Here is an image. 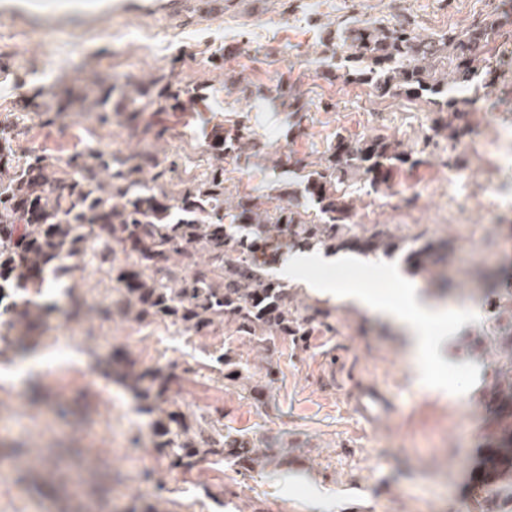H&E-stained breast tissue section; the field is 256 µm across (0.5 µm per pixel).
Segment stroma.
<instances>
[{
	"mask_svg": "<svg viewBox=\"0 0 512 512\" xmlns=\"http://www.w3.org/2000/svg\"><path fill=\"white\" fill-rule=\"evenodd\" d=\"M211 0H186L181 13L162 19L145 13L117 14L93 32H47L0 27V140L24 153L32 148L62 157L108 142L119 156L154 148L178 156L183 169H207L204 141L214 123L248 120L267 152L224 160L229 192L260 189L276 197L293 173L273 168L271 154L292 150L320 154L336 131H377L422 149L426 161L400 171L393 193L410 185L411 204L386 208L383 195L357 181L350 187L366 224H385L407 239L420 236L448 244L440 270L444 291L413 273L400 255H363L348 266L314 268V278L341 279L375 295L399 300L405 284L448 308L470 312L463 324L439 336L428 363L410 350L394 323L346 302L323 300L305 288L297 298L318 309L321 325L303 341L281 339L267 353L248 339L199 337L173 327H143L130 339L133 322L119 314L77 324L69 358H49L30 369L0 343V445L49 455L81 449L55 475H23L10 457L0 459V512H70L93 502L97 512H126L135 499L150 498L165 483L168 498L191 512H470L471 490L497 429L490 423L485 388L500 350L495 337L512 323V202L481 193L494 181L512 193V166L496 156H473L468 178L448 193V142L424 144L431 107L421 100H379L365 85L328 81L320 37L348 16L383 18L427 32L469 24L488 11H512V0H221L220 16L205 18ZM248 43L250 56L231 68L270 88L285 72L302 84L309 106L308 134L288 142L287 114L263 108L251 92L225 87L224 72L207 57ZM492 91L472 112L474 129L493 137L512 127V37L491 63ZM164 78L198 88L191 112H163L157 131L145 133L127 114L98 119L94 82ZM63 115H55V106ZM41 299L78 285L87 296L116 301L115 281L99 266L83 282L51 278ZM232 349L246 370L243 382L220 374L216 358ZM136 368L160 365L180 377L169 397L185 409L244 435L259 448H277L287 465L244 470L231 460H203L191 476L174 480L149 444V419L133 392L114 374L125 360ZM92 367L86 378L83 367ZM379 385L389 399L386 423L368 427L349 398L355 382ZM223 490L222 500L212 491Z\"/></svg>",
	"mask_w": 512,
	"mask_h": 512,
	"instance_id": "35a3bbf8",
	"label": "stroma"
}]
</instances>
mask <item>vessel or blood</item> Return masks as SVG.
<instances>
[{"label": "vessel or blood", "instance_id": "obj_1", "mask_svg": "<svg viewBox=\"0 0 512 512\" xmlns=\"http://www.w3.org/2000/svg\"><path fill=\"white\" fill-rule=\"evenodd\" d=\"M182 0H0V23L53 32H74L99 27L111 12L150 11L168 18ZM389 400L377 386L367 384L355 395L358 415L371 426L388 416Z\"/></svg>", "mask_w": 512, "mask_h": 512}]
</instances>
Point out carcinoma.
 <instances>
[{"instance_id":"obj_1","label":"carcinoma","mask_w":512,"mask_h":512,"mask_svg":"<svg viewBox=\"0 0 512 512\" xmlns=\"http://www.w3.org/2000/svg\"><path fill=\"white\" fill-rule=\"evenodd\" d=\"M512 26V17L492 11L463 27L423 34L408 24L347 17L323 31L329 78L368 86L380 100L405 98L433 105L426 138L456 143L468 135L464 124L475 96L489 89L481 73L489 53ZM192 87L130 81L124 101L144 100L135 113L185 111L195 102ZM274 109L288 112L287 136L305 134L306 104L297 82L283 77L275 88L257 90ZM266 144L245 123L218 124L207 135L204 151L211 163L200 176L179 179L174 193V164L165 165L149 150L118 157L90 149L61 161L31 150L19 157L0 151V303L6 302L17 353H27L26 338L42 320L60 310L38 300L45 272L73 275L76 267L59 260L62 250L75 258L96 240L102 250L121 247L124 262L111 265L109 277L122 285L117 310L140 324L165 323L195 336L225 333L248 336L269 351L279 336H307L317 315H303L295 293L273 279L256 253L268 242L286 241L297 250L356 248L390 255L402 249L377 224L356 222L358 206L347 192L355 179L369 182L376 194L391 189L392 174L424 163L419 152L383 133L350 137L336 133L320 156L292 151L276 155L275 167L292 169L300 187L288 184L281 204L270 208L265 196L231 195L224 188V158L259 156ZM149 181L141 180L144 171ZM439 245L413 241L406 261L413 272L436 278ZM103 313L75 297L67 314L84 321ZM503 354L494 369L487 397L505 407L512 403V327L495 337ZM176 376L148 368L133 374L142 412L150 417L151 445L166 471L190 474L207 457L233 458L253 469L266 457L250 441L224 433L214 421L190 413L167 398ZM499 433L488 462L497 478L482 498L512 502V415L496 418ZM161 494L134 502L127 512H176L161 507Z\"/></svg>"}]
</instances>
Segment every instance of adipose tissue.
I'll list each match as a JSON object with an SVG mask.
<instances>
[{"label": "adipose tissue", "instance_id": "adipose-tissue-1", "mask_svg": "<svg viewBox=\"0 0 512 512\" xmlns=\"http://www.w3.org/2000/svg\"><path fill=\"white\" fill-rule=\"evenodd\" d=\"M312 287L323 296L353 301L379 316L392 318L407 327L414 353L425 358L432 353L431 341L425 333L426 325L447 323L455 326L462 321L461 316L448 315L435 308L431 300L422 296L412 286L401 294L400 301L396 304L377 298L359 284H346L328 279L313 281Z\"/></svg>", "mask_w": 512, "mask_h": 512}]
</instances>
